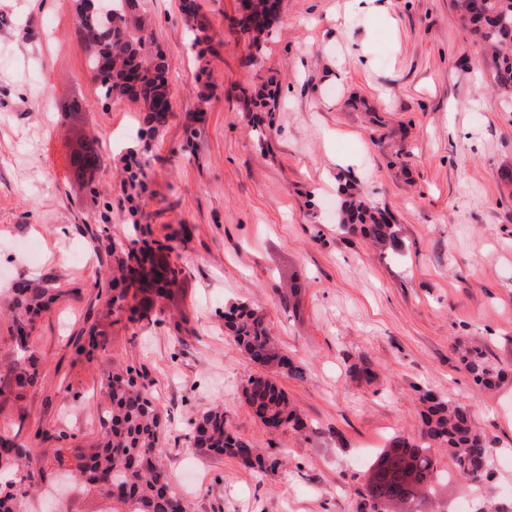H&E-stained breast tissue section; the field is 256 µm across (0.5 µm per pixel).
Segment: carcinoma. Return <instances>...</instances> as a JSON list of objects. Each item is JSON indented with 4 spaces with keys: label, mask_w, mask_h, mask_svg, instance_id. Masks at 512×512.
Returning a JSON list of instances; mask_svg holds the SVG:
<instances>
[{
    "label": "carcinoma",
    "mask_w": 512,
    "mask_h": 512,
    "mask_svg": "<svg viewBox=\"0 0 512 512\" xmlns=\"http://www.w3.org/2000/svg\"><path fill=\"white\" fill-rule=\"evenodd\" d=\"M461 13L467 34L482 43L493 57L494 85L512 92V0H453ZM281 10V0H254L251 13L238 20L243 32L251 35V47L260 51L264 37ZM181 11L186 22L190 46L198 49L210 41L208 23L202 13L201 0H182ZM150 21L141 9L140 0H112V13L88 14L80 11L78 31L88 46V64L93 70L104 68L97 85V97L104 102L130 99L145 112L144 127L138 138L143 145L131 151L126 170L130 185H144L149 165L150 141L162 132L172 112L170 64L155 43L149 29ZM339 230L360 231L373 245L385 249L396 243L399 229L386 219V211L350 196L343 208ZM97 238L108 241L118 275L112 277L106 303L127 312L130 321L147 320L162 323L161 312L149 314L151 295L166 298L178 282L180 269L166 260L156 258L148 241L136 239L116 242L103 226ZM65 291L58 288L33 287L20 284L6 306L11 317V341L18 357L9 377L0 386V394L17 400L35 386L41 376V366L30 353V339L37 319L48 312ZM224 327L249 359L264 370L250 376L243 388V397L253 413L266 421L270 417L279 425L295 431L308 429L307 423L278 388L273 376L281 369L288 375L303 379L305 369L288 361L264 325L263 318L253 308L230 305L224 310ZM106 338L95 335L90 327L87 340L75 346V352L85 359L105 347ZM461 362L474 384L491 391L512 382V370L492 365L486 353L478 348L463 347ZM105 388L112 400V411L101 418V434L96 443L86 447L75 441V435L62 432L58 440L66 442L78 461L73 480L96 486L102 494L112 496V487L120 488L119 501L129 512H190L187 502L171 483L160 459L164 425L162 412L154 398L138 385L132 367L128 366L108 376ZM420 443L410 445L399 439L375 459L366 483L369 512H388L387 507L403 504L399 495L381 496L374 492L373 481L385 464L394 463V470L405 480L415 472V503L419 504L433 489L439 477L433 448H445L452 458L457 474L475 485L490 477L492 457L476 431L469 406L450 400L436 399L425 393ZM194 447L209 455L233 458L258 473L275 471L280 462L262 455L255 446L226 428L224 406L218 404L191 421ZM0 443L10 451L0 454V473L8 472L11 479L0 481V512H24L25 498L42 482L47 473L37 466L30 449L17 442V435L0 432ZM477 512H512V506L486 491L484 503Z\"/></svg>",
    "instance_id": "carcinoma-1"
}]
</instances>
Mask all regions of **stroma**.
Wrapping results in <instances>:
<instances>
[{"label":"stroma","mask_w":512,"mask_h":512,"mask_svg":"<svg viewBox=\"0 0 512 512\" xmlns=\"http://www.w3.org/2000/svg\"><path fill=\"white\" fill-rule=\"evenodd\" d=\"M201 3L202 57L181 0H141L171 62L172 115L131 198L125 156L142 114L130 100H98L77 0H0V296L26 280L64 291L32 337L44 378L21 400L0 396V428L18 431L47 472L75 469L58 433L95 442L103 382L132 367L162 410V462L194 512H361L375 456L392 438L418 441L426 392L468 404L487 448L512 457V386L479 391L455 349L465 341L512 369V99L451 0H387L382 16L350 0H282L255 67L231 23L237 0ZM272 76L276 111L245 110L243 97H262ZM78 134L101 152L77 182ZM346 178L398 224L394 250L339 231ZM101 224L121 242L137 224L155 238L183 225L163 323L110 312L112 257L92 234ZM236 302L305 368L304 379L282 370L276 381L310 433L270 431L243 402L258 367L224 331ZM92 326L107 344L77 359ZM363 361L371 377L350 373ZM218 403L232 433L282 459L278 470L192 447L191 418ZM435 456L449 478L422 512H455L469 486L446 450ZM62 501L67 512H127L93 488L62 494L48 481L25 509Z\"/></svg>","instance_id":"stroma-1"}]
</instances>
